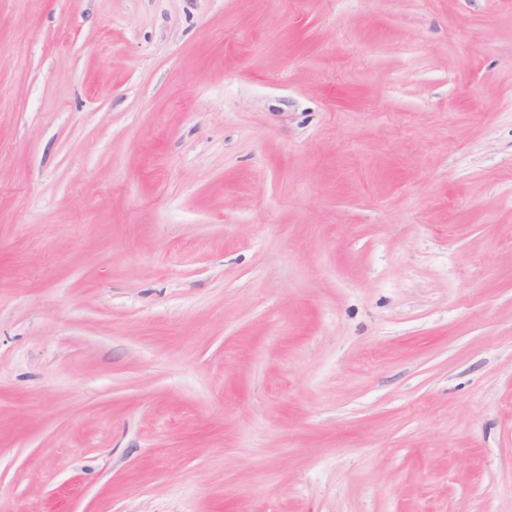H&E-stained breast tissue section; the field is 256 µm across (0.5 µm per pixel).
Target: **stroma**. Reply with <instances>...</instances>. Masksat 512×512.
<instances>
[{
	"label": "stroma",
	"mask_w": 512,
	"mask_h": 512,
	"mask_svg": "<svg viewBox=\"0 0 512 512\" xmlns=\"http://www.w3.org/2000/svg\"><path fill=\"white\" fill-rule=\"evenodd\" d=\"M0 512H512V0H0Z\"/></svg>",
	"instance_id": "obj_1"
}]
</instances>
